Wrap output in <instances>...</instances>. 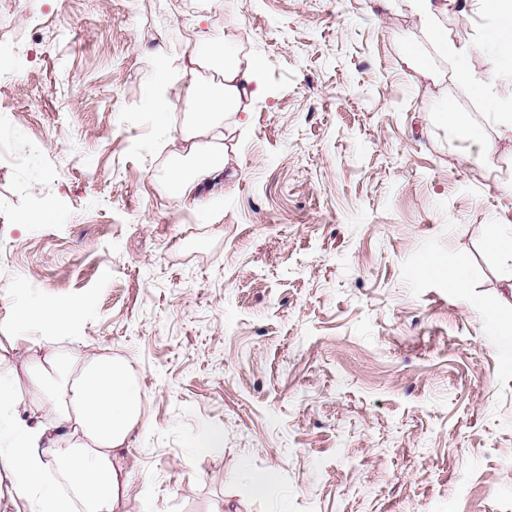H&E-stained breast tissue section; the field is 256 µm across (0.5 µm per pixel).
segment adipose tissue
<instances>
[{"label": "adipose tissue", "mask_w": 512, "mask_h": 512, "mask_svg": "<svg viewBox=\"0 0 512 512\" xmlns=\"http://www.w3.org/2000/svg\"><path fill=\"white\" fill-rule=\"evenodd\" d=\"M418 14L431 26L428 40L448 61L450 78L464 83L498 125L512 131V95L501 86L512 82V0H471L488 21L482 34L487 50L484 72H476L470 55L461 53L437 20L448 11L447 0H412ZM212 65L221 79L210 86L190 84L181 89L178 78L163 60L153 64L147 109L155 115L167 111L171 99L188 92L193 101L188 151L195 159L191 172L173 168L167 191L182 202H193V183L222 175L230 163L228 151L216 149L210 134L224 118L237 116L245 103L263 91L258 65L240 53L231 39L203 40L187 57L185 73ZM83 311L48 300H30L19 318L29 330L49 325L76 327ZM32 394L46 396L53 417L33 426L14 427L0 443V461L12 481L34 500L35 512H121L133 494V484L121 460V452L139 423L142 399L139 386L122 364L93 354L73 351L47 353L30 377ZM56 466L61 482L47 476Z\"/></svg>", "instance_id": "adipose-tissue-1"}]
</instances>
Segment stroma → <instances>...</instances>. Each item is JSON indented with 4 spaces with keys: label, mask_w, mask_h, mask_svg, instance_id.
I'll return each mask as SVG.
<instances>
[{
    "label": "stroma",
    "mask_w": 512,
    "mask_h": 512,
    "mask_svg": "<svg viewBox=\"0 0 512 512\" xmlns=\"http://www.w3.org/2000/svg\"><path fill=\"white\" fill-rule=\"evenodd\" d=\"M238 25L225 29L224 15ZM407 0H0V372L46 420L27 367L46 350L122 362L142 420L122 457L128 512H512V355L491 309L512 265V132L426 47ZM231 34L263 94L225 133L197 210L176 101L147 110L151 64ZM483 127L479 160L442 99ZM40 212V224L16 225ZM462 260L467 287L417 267ZM78 305L72 338L17 325L24 299ZM503 226L485 239L484 246L488 252L512 261V225Z\"/></svg>",
    "instance_id": "obj_1"
}]
</instances>
